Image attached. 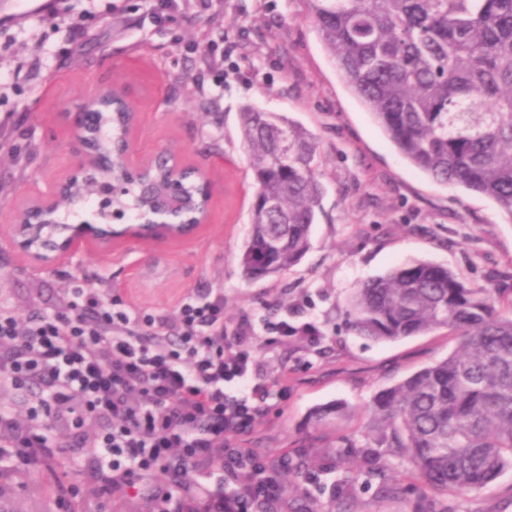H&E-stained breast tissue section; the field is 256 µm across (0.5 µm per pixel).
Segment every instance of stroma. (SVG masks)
I'll list each match as a JSON object with an SVG mask.
<instances>
[{
    "mask_svg": "<svg viewBox=\"0 0 512 512\" xmlns=\"http://www.w3.org/2000/svg\"><path fill=\"white\" fill-rule=\"evenodd\" d=\"M128 84L141 114L138 159L167 148L213 182L209 220L183 239L82 250L54 269L11 248L10 221L82 158L67 113L85 95ZM252 105L300 122L318 141L323 211L312 249L277 278L248 279L240 262L255 185L240 136ZM411 261L448 266L472 286L512 288V221L494 200L443 185L397 150L328 55L305 0H51L26 18H0V309L19 321L65 314L74 281L94 283L132 310L172 316L189 294L222 291L224 330L249 326L270 398L231 446L276 461L306 454L319 485L303 484L289 512H420L406 461L364 436L375 396L448 356L447 330L394 342L359 336L349 300L368 279ZM312 323L315 337L271 342L266 322ZM345 404L347 421L316 422L317 408ZM67 425L57 458L76 469L80 512H151L155 487L101 499L88 473L90 449ZM352 448H323L329 431ZM408 492L388 499L379 473ZM0 501L12 512H60L39 468L0 472ZM453 512H512V469L487 487L448 500Z\"/></svg>",
    "mask_w": 512,
    "mask_h": 512,
    "instance_id": "stroma-1",
    "label": "stroma"
}]
</instances>
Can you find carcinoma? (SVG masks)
Segmentation results:
<instances>
[{"mask_svg": "<svg viewBox=\"0 0 512 512\" xmlns=\"http://www.w3.org/2000/svg\"><path fill=\"white\" fill-rule=\"evenodd\" d=\"M323 43L398 151L443 184L493 199L512 221V0H306ZM288 134V163L280 159ZM240 135L257 191L241 264L278 277L304 258L321 211L318 142L288 117L246 106ZM356 332L397 341L446 328L448 358L375 397L369 434L406 460L427 512L512 468V291L470 288L447 266L413 261L350 299ZM304 458L284 488L298 492ZM180 512H224L185 499Z\"/></svg>", "mask_w": 512, "mask_h": 512, "instance_id": "obj_1", "label": "carcinoma"}]
</instances>
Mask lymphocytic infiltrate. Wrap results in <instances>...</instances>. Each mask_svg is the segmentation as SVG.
<instances>
[{
	"instance_id": "f902f5d3",
	"label": "lymphocytic infiltrate",
	"mask_w": 512,
	"mask_h": 512,
	"mask_svg": "<svg viewBox=\"0 0 512 512\" xmlns=\"http://www.w3.org/2000/svg\"><path fill=\"white\" fill-rule=\"evenodd\" d=\"M69 307L26 327L0 311V382L38 386L57 415L107 423L92 469L105 497L169 478L189 494L194 475L211 472L230 489L226 512L281 498L277 463L224 443L252 428L265 392L253 383L259 361L249 336L231 342L224 334L223 297L186 296L165 332L149 331L151 316L113 309L89 288L74 289ZM55 453L44 426H22L0 410L1 460L38 463Z\"/></svg>"
}]
</instances>
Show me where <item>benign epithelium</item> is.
<instances>
[{"instance_id": "obj_1", "label": "benign epithelium", "mask_w": 512, "mask_h": 512, "mask_svg": "<svg viewBox=\"0 0 512 512\" xmlns=\"http://www.w3.org/2000/svg\"><path fill=\"white\" fill-rule=\"evenodd\" d=\"M112 100L111 87H98L86 95L79 111L68 113L72 133L83 149L81 161L55 181L49 191L26 201L20 217L11 224V246L45 268L76 255L82 246L110 251L117 242L139 244L183 237L208 222L212 200L209 175L184 163L178 153L169 149H162L145 161L135 160L132 131L140 121V112L130 100L126 86H121L120 100L128 116L115 137L110 113ZM158 165L164 168V176L158 189L156 217L150 218L143 213L141 222L126 224L118 231L112 229V222L119 220L120 215L111 205L126 198L149 167ZM189 170L194 173L200 188V207L185 223L167 224L161 216L177 214L186 205L185 174ZM78 182L96 185L100 206L89 219L63 224L59 203L65 198L74 204L82 202V198L71 196L72 186Z\"/></svg>"}]
</instances>
